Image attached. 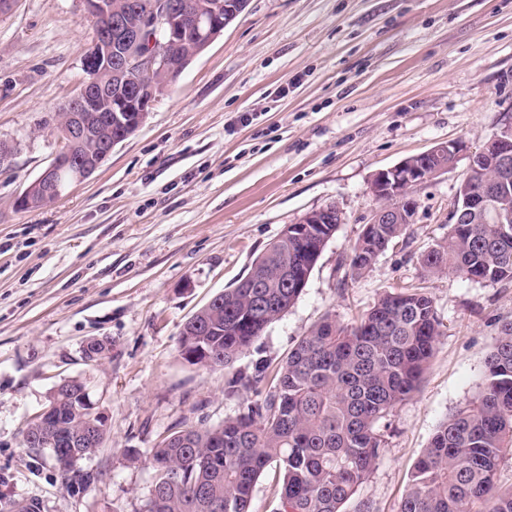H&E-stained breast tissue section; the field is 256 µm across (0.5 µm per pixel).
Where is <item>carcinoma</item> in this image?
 I'll return each instance as SVG.
<instances>
[{
    "mask_svg": "<svg viewBox=\"0 0 512 512\" xmlns=\"http://www.w3.org/2000/svg\"><path fill=\"white\" fill-rule=\"evenodd\" d=\"M467 183L501 177L479 164ZM452 224L448 241L423 257L428 276L460 274L469 281L512 282V223L467 214ZM299 238L281 235L253 262L250 272L220 302L200 308L190 327L193 344L207 351L182 359L205 368H228L281 317L301 294L281 276L286 264L319 250L336 224H312ZM405 224H367L349 267L368 271L379 252L402 237ZM265 287L252 288V278ZM433 301L417 289L382 293L353 324L328 314L300 338L277 369L264 361L227 383L233 397L252 392L239 413L204 429L170 430L150 449L152 485L142 512H249L260 477L272 465L283 473L277 512H342L373 470L386 445L380 422L413 392L442 335ZM71 381L53 393L79 461L96 454L105 432L90 427ZM512 450V320L505 322L485 359L477 397L437 428L414 466L400 512H512V488L497 474ZM63 484L90 486L96 477L57 467Z\"/></svg>",
    "mask_w": 512,
    "mask_h": 512,
    "instance_id": "1",
    "label": "carcinoma"
}]
</instances>
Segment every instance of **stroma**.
Listing matches in <instances>:
<instances>
[{
  "instance_id": "obj_1",
  "label": "stroma",
  "mask_w": 512,
  "mask_h": 512,
  "mask_svg": "<svg viewBox=\"0 0 512 512\" xmlns=\"http://www.w3.org/2000/svg\"><path fill=\"white\" fill-rule=\"evenodd\" d=\"M93 23L83 0H19L0 15V512H140L151 465L129 463L168 430L236 415L234 373L279 363L324 316L353 323L382 292L432 297L442 334L417 389L382 420L387 444L344 512H399L438 426L477 396L512 320V282L425 276L448 236L467 157L413 190L405 235L361 277L349 258L378 202L377 172L442 142L479 147L512 125V0H249L139 131L51 206L15 199L61 144L53 118L85 78ZM251 121H244V114ZM328 205L345 221L299 298L232 367L185 362L186 319L247 275L290 224ZM92 338L111 341L86 362ZM82 381L109 435L66 490L23 433L66 380Z\"/></svg>"
}]
</instances>
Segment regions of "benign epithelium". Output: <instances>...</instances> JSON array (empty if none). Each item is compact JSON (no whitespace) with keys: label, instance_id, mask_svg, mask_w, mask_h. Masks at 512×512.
Masks as SVG:
<instances>
[{"label":"benign epithelium","instance_id":"benign-epithelium-1","mask_svg":"<svg viewBox=\"0 0 512 512\" xmlns=\"http://www.w3.org/2000/svg\"><path fill=\"white\" fill-rule=\"evenodd\" d=\"M97 30L91 49L83 58L86 79L79 92L68 102L63 117L55 123L61 150L44 171L15 200L21 210L33 206L37 197L51 204L62 196L58 176L69 169L74 155L82 156L75 180L82 182L107 160L114 147L127 140L145 123L158 98L177 82L183 71L224 33V29L246 8L248 0H221L199 3L187 10L178 0H153L141 16L136 0H126L123 7L112 8V0H83ZM196 30V43L181 61L170 64L164 53L168 44L181 45L185 27ZM123 89L112 93V80ZM468 152V168H477L481 156L490 153L494 162L507 170L512 166V127H505L480 149L467 151L461 142L441 143L417 155L419 161L406 158L399 164L378 172L371 191L382 201L371 218L373 224H390L394 219L412 223L416 201L405 198L409 188L441 172L429 169L427 158L444 155L456 161ZM464 205L470 209H488L498 217L512 220V198L497 185L484 183L472 189ZM55 404L44 407L33 423L56 433L58 447H67L64 434L55 425Z\"/></svg>","mask_w":512,"mask_h":512}]
</instances>
